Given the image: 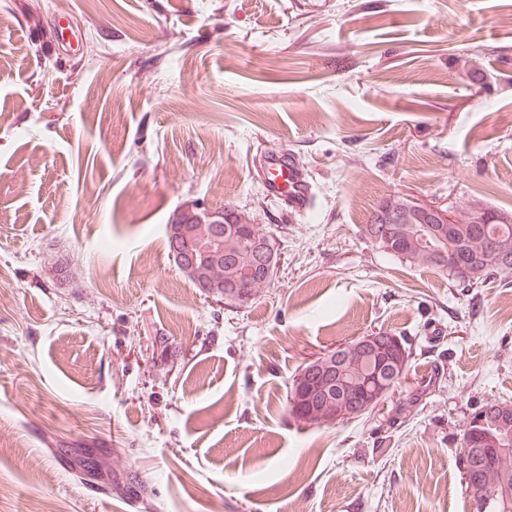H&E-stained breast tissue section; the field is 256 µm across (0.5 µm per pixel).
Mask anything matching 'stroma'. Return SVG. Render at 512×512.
I'll use <instances>...</instances> for the list:
<instances>
[{"label":"stroma","mask_w":512,"mask_h":512,"mask_svg":"<svg viewBox=\"0 0 512 512\" xmlns=\"http://www.w3.org/2000/svg\"><path fill=\"white\" fill-rule=\"evenodd\" d=\"M512 0H0V512H475L460 430L512 402V285L460 289L362 232L393 193L512 214ZM478 59L482 72L463 67ZM315 189L295 213L266 151ZM235 209L282 263L245 302L168 252ZM412 349L369 418L305 426L299 367L378 330ZM54 454L59 458L68 460L69 464H71V470L74 471L75 475L85 480L86 477L92 476L97 471V463L94 458L88 456V454L84 453L82 457L79 459L77 465L73 464V457L75 454V448H55L52 449ZM119 479L105 482V487L108 488L114 484H120L121 481L134 484L136 486L135 500L141 504V508L148 512L158 511V505L155 503L154 493L151 487L140 481L137 476L131 472L127 473L125 477H122L121 480Z\"/></svg>","instance_id":"1"}]
</instances>
